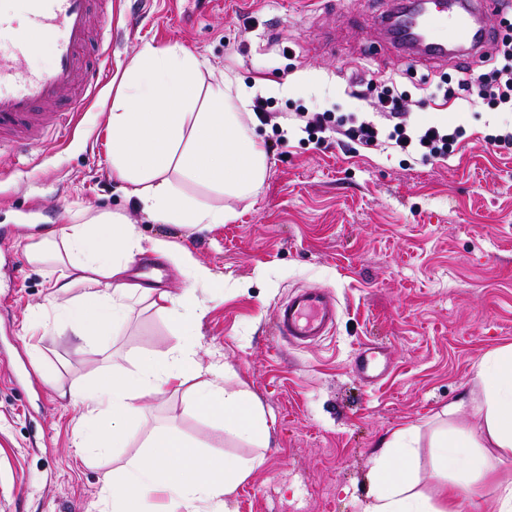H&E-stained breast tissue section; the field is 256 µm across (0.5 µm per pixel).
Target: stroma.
I'll use <instances>...</instances> for the list:
<instances>
[{
    "instance_id": "1",
    "label": "stroma",
    "mask_w": 512,
    "mask_h": 512,
    "mask_svg": "<svg viewBox=\"0 0 512 512\" xmlns=\"http://www.w3.org/2000/svg\"><path fill=\"white\" fill-rule=\"evenodd\" d=\"M132 2L112 0L108 78L81 106L70 141L47 139L18 161L0 156V512H99L104 475L144 454L161 425L217 464L259 453L196 408L186 384L122 420L127 447L96 460L79 454L81 409L61 390L163 359L172 343L171 321L145 302L97 350L61 335L50 297L59 270L31 263L26 245L102 212L174 245V259L135 255L131 276L176 294L194 288L204 309L190 338L200 367L226 363L229 384L265 413L264 463L238 486L233 512H367L382 442L406 425L430 431L448 401L475 389L480 361L512 345V145L486 141L512 124V110L431 100V86H455L457 68L479 61L407 56L369 24L393 0H145L138 13ZM174 44L198 59L205 82L228 78L270 103L266 119L244 118L267 156L255 194L180 183L187 196L233 210L221 224L151 220L112 172L109 112L121 77L145 46ZM364 74L373 87L354 98ZM384 93L404 97L413 124L462 126L454 153H348L335 133L310 139L294 118L301 106L381 126ZM193 265L223 276V287L194 286ZM299 288L331 290L339 306L333 334L308 346L272 327L275 306ZM366 346L382 347L387 363L371 382L354 363Z\"/></svg>"
}]
</instances>
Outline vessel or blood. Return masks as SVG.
<instances>
[{
    "label": "vessel or blood",
    "instance_id": "1",
    "mask_svg": "<svg viewBox=\"0 0 512 512\" xmlns=\"http://www.w3.org/2000/svg\"><path fill=\"white\" fill-rule=\"evenodd\" d=\"M94 0H0V154L29 155L50 135L68 137L78 110V96L95 95L100 84L98 58L92 49H105L109 13L94 15ZM23 12L28 34L12 21ZM49 36L53 68L50 73L20 68L15 58L32 36ZM487 33L474 0H429L410 9L405 30L395 38L401 49L430 58L455 57ZM55 111H46V104ZM337 304L324 288H301L274 310L273 330L292 344L305 345L332 333Z\"/></svg>",
    "mask_w": 512,
    "mask_h": 512
}]
</instances>
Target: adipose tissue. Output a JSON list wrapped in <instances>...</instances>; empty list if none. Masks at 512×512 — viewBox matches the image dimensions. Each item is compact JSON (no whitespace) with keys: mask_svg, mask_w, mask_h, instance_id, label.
<instances>
[{"mask_svg":"<svg viewBox=\"0 0 512 512\" xmlns=\"http://www.w3.org/2000/svg\"><path fill=\"white\" fill-rule=\"evenodd\" d=\"M247 92L229 93L205 86L199 61L179 46L146 47L124 77V91L112 101L110 115L112 167L125 196L136 199L149 218L167 224H220L229 209L185 196L175 178L183 176L230 197L254 194L266 173V152L242 121ZM30 262L59 267L54 296L65 297L59 308L67 335L80 340L110 335L124 322L129 300L151 301L173 320L174 342L165 358L121 375H106L70 391L82 409L79 448L86 457L122 448L127 443L121 420L138 400L172 386L193 382L195 397L220 411L230 436L258 447L247 459L228 458L214 466L194 443L167 427L156 428L146 441L150 452L129 461L120 481H104L101 497L112 512H142L154 496L166 500L164 512H190L195 503L228 502L240 483L264 459L269 428L264 412L247 390L215 383L226 373L216 362L200 368L188 341L187 318L203 315L192 289L175 295L130 281L132 258L142 253L133 225L119 216L99 215L31 240ZM82 289L72 298L73 289ZM481 395H460L442 411L430 438L435 484L420 487L418 457L422 429L408 425L394 431L373 459L376 484L369 512H461L458 491L449 471L460 480L475 476L492 487L494 512H512V479H498L483 455L485 447L512 452V346L482 360L476 371ZM469 411L478 427L464 430L456 416ZM112 427L102 428L101 419Z\"/></svg>","mask_w":512,"mask_h":512,"instance_id":"obj_1","label":"adipose tissue"}]
</instances>
